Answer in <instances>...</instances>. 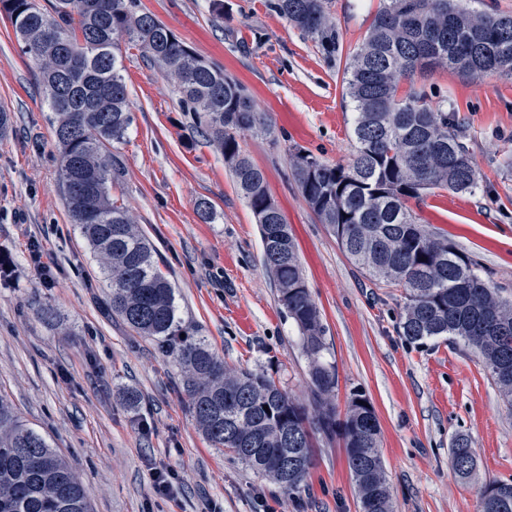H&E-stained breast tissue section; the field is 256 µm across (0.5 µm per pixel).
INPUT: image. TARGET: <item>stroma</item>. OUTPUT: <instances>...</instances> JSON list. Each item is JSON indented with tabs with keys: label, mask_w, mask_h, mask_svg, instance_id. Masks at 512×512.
Here are the masks:
<instances>
[{
	"label": "stroma",
	"mask_w": 512,
	"mask_h": 512,
	"mask_svg": "<svg viewBox=\"0 0 512 512\" xmlns=\"http://www.w3.org/2000/svg\"><path fill=\"white\" fill-rule=\"evenodd\" d=\"M140 4L270 114L272 135L245 133L241 146L264 170L298 245L321 310L323 357L338 375V409L355 389L375 409L395 512H480L483 487L512 480V403L473 350L398 335L400 290L374 284L352 264L290 175L298 148L331 164L353 157L352 111L342 101L345 53L361 42L379 0H331L343 48L333 57L270 0H224L220 24L211 0ZM122 52L134 120L114 150L122 179L113 196L153 246L183 323L228 365L268 373L310 401L298 330L278 302L258 226L223 157L191 132L190 115L143 51L126 44ZM413 84L447 99L478 185L470 193L438 190L409 206L418 223L447 236L486 283L512 298V76L437 70ZM0 107L11 116L0 137V394L68 458L93 512H207L213 501L222 512H359L342 439L319 440L300 492L257 477L203 437L178 390L179 368L112 315L109 288L67 215L38 67L1 15ZM202 198L215 208L213 223L196 213ZM46 307L54 318L41 316ZM129 388L142 397L135 412L123 401ZM459 436L476 461L468 481L449 459ZM152 460L177 470L174 498L152 494Z\"/></svg>",
	"instance_id": "35a3bbf8"
}]
</instances>
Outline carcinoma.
Returning a JSON list of instances; mask_svg holds the SVG:
<instances>
[{
    "mask_svg": "<svg viewBox=\"0 0 512 512\" xmlns=\"http://www.w3.org/2000/svg\"><path fill=\"white\" fill-rule=\"evenodd\" d=\"M271 7L330 56L340 50L329 0H273ZM21 50L38 65L54 112L62 191L71 223L98 257L109 306L135 334L181 369V392L208 442L280 488L300 489L314 463L313 436H341L360 512H393L380 452V424L369 399L352 393L344 415L336 368L326 350L320 311L307 286L297 244L269 193L264 171L241 147L246 131L272 133L244 86L197 54L138 0H0ZM141 48L192 115L194 132L224 157L237 190L259 224L262 262L278 301L297 326L315 406L308 409L264 372L224 364L203 336L181 324L172 284L128 208L112 196L121 176L108 146L125 139L133 117L122 75L120 41ZM438 69L480 77L512 74V14L475 11L461 0H382L362 42L347 53L343 98L354 112L352 161L329 164L304 151L290 173L318 221L371 280L404 293L402 336L423 344L448 338L479 355L512 402V299L490 287L472 260L416 222L408 201L435 190L471 192L478 184L468 147L445 101L399 85ZM268 409H263V406ZM297 454L283 473L281 456ZM454 472L476 465L468 440L450 448ZM0 512H90L67 459L0 396ZM481 512H512V482L485 486Z\"/></svg>",
    "mask_w": 512,
    "mask_h": 512,
    "instance_id": "cac0c4a2",
    "label": "carcinoma"
}]
</instances>
